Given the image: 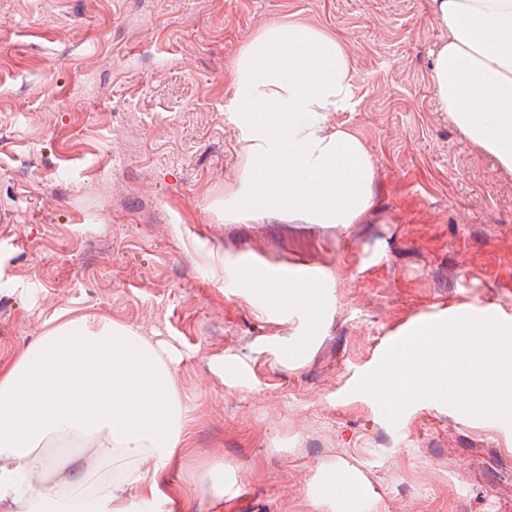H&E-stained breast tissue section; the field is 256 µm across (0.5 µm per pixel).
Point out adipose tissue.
<instances>
[{"label": "adipose tissue", "instance_id": "adipose-tissue-1", "mask_svg": "<svg viewBox=\"0 0 512 512\" xmlns=\"http://www.w3.org/2000/svg\"><path fill=\"white\" fill-rule=\"evenodd\" d=\"M447 41L432 81L442 111L512 172V0H430ZM225 100L247 163L224 219L277 211L312 224H353L372 206L374 166L354 132L327 115L351 103L353 62L332 34L272 23L238 55ZM278 306L317 318L316 286L263 284ZM174 346L93 313L62 308L0 365V512H163L160 478L186 451V413L172 381ZM59 448L91 449L83 478Z\"/></svg>", "mask_w": 512, "mask_h": 512}]
</instances>
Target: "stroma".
<instances>
[{"label":"stroma","mask_w":512,"mask_h":512,"mask_svg":"<svg viewBox=\"0 0 512 512\" xmlns=\"http://www.w3.org/2000/svg\"><path fill=\"white\" fill-rule=\"evenodd\" d=\"M288 20L353 60L327 122L374 163L354 224L224 221L244 165L234 62ZM447 38L428 0H0V363L62 307L173 345L178 501L210 504L220 458L223 512H332L314 485L335 467L360 512H512V425L430 400L393 425L354 390L420 324L462 308L512 323V173L439 107ZM253 269L322 284L316 327Z\"/></svg>","instance_id":"1"}]
</instances>
